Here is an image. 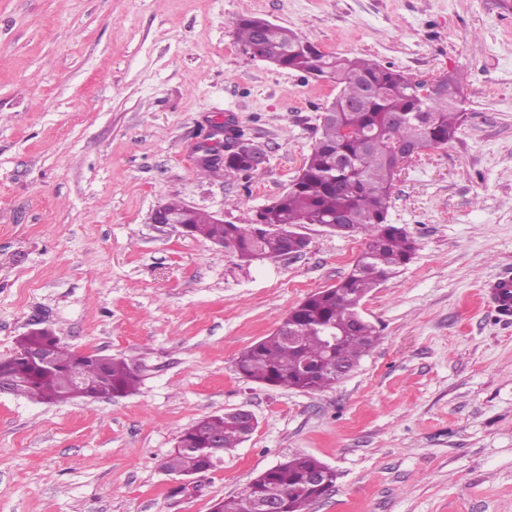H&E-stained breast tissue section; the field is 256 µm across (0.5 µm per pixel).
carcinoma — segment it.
I'll list each match as a JSON object with an SVG mask.
<instances>
[{
	"instance_id": "cac0c4a2",
	"label": "carcinoma",
	"mask_w": 512,
	"mask_h": 512,
	"mask_svg": "<svg viewBox=\"0 0 512 512\" xmlns=\"http://www.w3.org/2000/svg\"><path fill=\"white\" fill-rule=\"evenodd\" d=\"M260 20L249 16L236 22L237 38L245 48L262 40L276 53L278 66L322 73L336 85V96L325 108L319 137L286 193L257 209L247 225L215 224L213 216L198 210L190 212L188 221L193 235L224 242L243 265L252 264L261 254L274 260L286 250L302 252L307 242L295 228L326 225L338 214L347 216L351 231L367 235L365 248L348 275L308 295L284 318L290 334L297 337L295 345H289L276 330L245 349L236 361L237 371L251 382L317 392L343 378L335 369L314 375L302 369L303 363L323 357L322 331L342 336L334 358L349 372L379 340L376 327L359 313L360 303L382 282L397 276L416 251L406 230L387 222L399 150L446 145L456 138L466 118L465 77L446 72L440 75L444 91L423 98L418 94L421 81L412 76L371 59L320 52L285 26L270 22L258 28ZM223 168L247 177L258 171L244 153L222 167L201 166L209 175ZM53 337L55 333L47 327L39 333H26L17 341V351L40 346ZM100 369L104 388L112 390L114 397L135 392L141 382V368L135 360L80 357L59 338L51 370L18 354L0 358V374L17 381L14 394L49 404L73 399L68 389L71 378L95 376ZM200 423L220 437L221 447L194 443L190 448L174 449L164 463L168 472L177 475L198 467L252 435L233 410L208 415ZM324 466L312 455H294L259 474L238 495L220 502V512H256L257 496L268 488L281 494L287 512H308L326 492L308 486L306 473Z\"/></svg>"
}]
</instances>
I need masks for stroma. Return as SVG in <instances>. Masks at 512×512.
Wrapping results in <instances>:
<instances>
[{"label":"stroma","instance_id":"1","mask_svg":"<svg viewBox=\"0 0 512 512\" xmlns=\"http://www.w3.org/2000/svg\"><path fill=\"white\" fill-rule=\"evenodd\" d=\"M258 15L321 50L420 80L465 75L456 139L394 183L412 261L361 305L376 347L335 387L258 385L239 354L366 243L319 224L298 254L237 266L151 221L168 199L248 224L284 194L333 83L251 58ZM260 145L258 175L206 176L213 125ZM512 0H0V357L35 323L142 358L136 393L42 404L0 394V512H211L294 454L336 481L309 512H512ZM258 427L175 490L163 463L205 416Z\"/></svg>","mask_w":512,"mask_h":512}]
</instances>
